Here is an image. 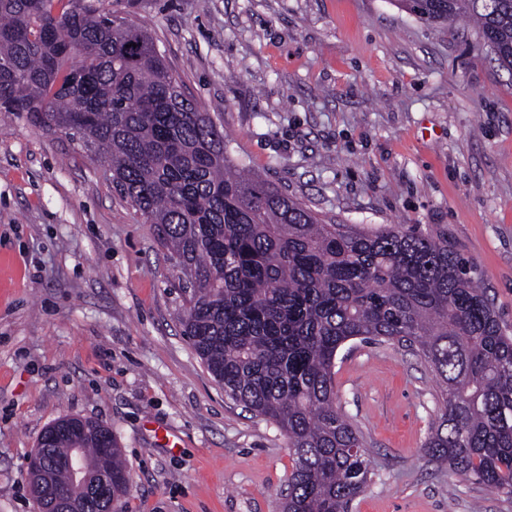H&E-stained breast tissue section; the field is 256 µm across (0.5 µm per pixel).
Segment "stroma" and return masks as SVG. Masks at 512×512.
Returning <instances> with one entry per match:
<instances>
[{"instance_id": "stroma-1", "label": "stroma", "mask_w": 512, "mask_h": 512, "mask_svg": "<svg viewBox=\"0 0 512 512\" xmlns=\"http://www.w3.org/2000/svg\"><path fill=\"white\" fill-rule=\"evenodd\" d=\"M146 29L234 156L320 215L447 233L512 333V73L478 31L395 0H94ZM153 225L64 133L0 112V512L66 415L111 428L119 512H281L287 436L228 399L177 321ZM335 383L373 481L351 512H512L423 450L429 366L346 343Z\"/></svg>"}]
</instances>
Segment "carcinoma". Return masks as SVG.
I'll return each instance as SVG.
<instances>
[{"label": "carcinoma", "mask_w": 512, "mask_h": 512, "mask_svg": "<svg viewBox=\"0 0 512 512\" xmlns=\"http://www.w3.org/2000/svg\"><path fill=\"white\" fill-rule=\"evenodd\" d=\"M417 18L473 21L512 72V0H397ZM0 112L63 132L157 229L185 283L183 335L224 395L288 437L295 466L283 512H349L372 482L363 434L336 402L347 341L398 344L438 378L426 454L512 499V335L443 232L326 223L268 180L237 169L210 113L182 90L151 36L89 0H0ZM48 427L60 461L99 456L98 422ZM108 470L130 476L117 444Z\"/></svg>", "instance_id": "cac0c4a2"}]
</instances>
